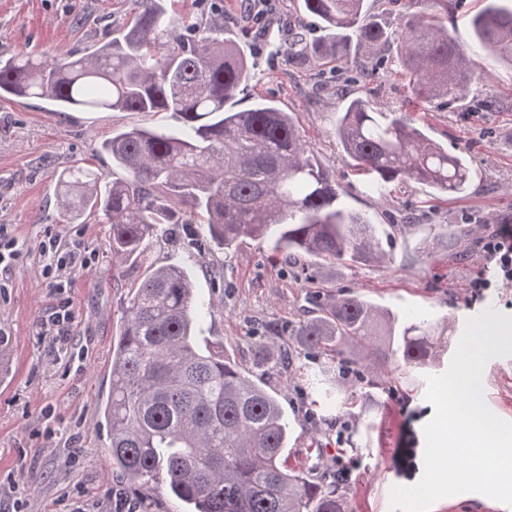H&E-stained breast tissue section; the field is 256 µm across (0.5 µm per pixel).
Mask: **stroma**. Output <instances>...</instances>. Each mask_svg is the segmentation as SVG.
<instances>
[{
    "instance_id": "1",
    "label": "stroma",
    "mask_w": 512,
    "mask_h": 512,
    "mask_svg": "<svg viewBox=\"0 0 512 512\" xmlns=\"http://www.w3.org/2000/svg\"><path fill=\"white\" fill-rule=\"evenodd\" d=\"M274 4L265 25L247 18L240 0H188L187 7L203 24H224L250 45L249 92L294 114L304 145L329 169L342 202L386 230V258L370 266L304 255L288 260L268 242L252 239L228 251L205 247L191 258L181 225L163 224L149 262L187 261L204 305L200 343L223 347L244 372L277 393L290 427L288 467L323 461L346 474L347 512H390L392 487L414 485L423 473V427L434 413L425 386L398 372L381 376V403L356 419L312 406L287 367L258 368L257 351L264 344L285 349L292 328L314 316L312 292L324 299L352 292L403 320L422 315L441 346L458 323L484 308L512 315V287L477 298L470 288L485 269V238L512 224V66L479 57L469 19L482 0H457L448 28L474 62L469 88L464 97L435 102L414 118L434 140L472 159L470 187L460 196L434 198L420 185L396 183L380 195L351 168L328 129L345 95L371 97L384 112L401 108L408 88L390 74L395 46L372 60H340L334 69L296 62L263 47L260 31H284L293 23L313 40L320 35L317 21L295 11L292 0ZM138 7V0H0V56L23 51L47 62L62 52L83 56ZM163 121L152 112H58L41 99L0 101V224L10 225L22 247L19 263L0 274V485L11 478L35 483L24 512H108L110 491L138 512H184L164 485L133 489L113 473L108 432L99 424L121 305L144 271L113 272L103 218L68 223L55 195L58 174L74 162L111 172L102 144L113 132ZM48 232L80 241L97 255L89 270L72 277V333L63 349L39 333L41 318L55 304L40 257ZM482 386L488 408L512 422V356L489 360Z\"/></svg>"
}]
</instances>
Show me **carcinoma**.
Listing matches in <instances>:
<instances>
[{"label":"carcinoma","instance_id":"carcinoma-1","mask_svg":"<svg viewBox=\"0 0 512 512\" xmlns=\"http://www.w3.org/2000/svg\"><path fill=\"white\" fill-rule=\"evenodd\" d=\"M471 19L476 43L512 66V0H485ZM319 21L311 42L288 31L286 54L328 64L349 52L372 55L394 40L396 74L408 104L424 110L468 89L466 56L441 19L409 12L400 34L372 14L367 0H293ZM251 79L248 56L224 25L204 26L178 0H141L125 26L82 57L52 63L29 53L0 57V99L49 100L60 109L165 113L174 124L115 132L103 143L120 171L107 181L74 164L56 183L67 221L100 215L110 225L112 262L137 267L160 224H203L226 250L274 240L287 257L338 264L384 259L381 231L339 201L336 181L301 141L294 116L257 97L239 111L236 92ZM329 133L370 188L413 182L439 195H462L472 165L415 125L407 110H378L348 99ZM183 262L147 267L122 305L112 346L111 391L100 408L109 461L131 486L164 482L186 512H347L338 485L310 479L282 461L288 418L266 386L227 355L201 345L202 311ZM395 318L356 294L339 292L292 342L314 358L295 369L329 405H355V381L398 369L424 375L437 347L428 329Z\"/></svg>","mask_w":512,"mask_h":512}]
</instances>
